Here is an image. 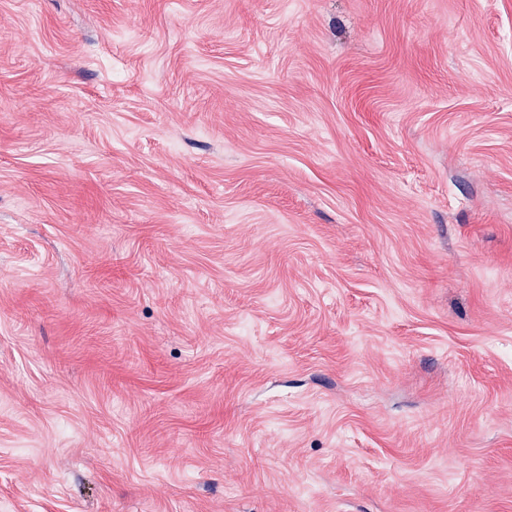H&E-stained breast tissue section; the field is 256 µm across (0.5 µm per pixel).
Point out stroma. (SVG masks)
I'll return each mask as SVG.
<instances>
[{"mask_svg":"<svg viewBox=\"0 0 512 512\" xmlns=\"http://www.w3.org/2000/svg\"><path fill=\"white\" fill-rule=\"evenodd\" d=\"M0 512H512V0H0Z\"/></svg>","mask_w":512,"mask_h":512,"instance_id":"stroma-1","label":"stroma"}]
</instances>
